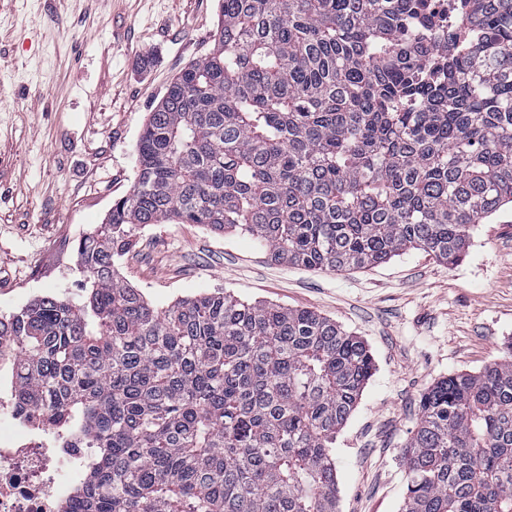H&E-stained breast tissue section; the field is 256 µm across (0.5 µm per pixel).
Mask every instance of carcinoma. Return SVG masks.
I'll list each match as a JSON object with an SVG mask.
<instances>
[{"label": "carcinoma", "instance_id": "cac0c4a2", "mask_svg": "<svg viewBox=\"0 0 512 512\" xmlns=\"http://www.w3.org/2000/svg\"><path fill=\"white\" fill-rule=\"evenodd\" d=\"M212 48L149 113L131 190L79 239L85 295L0 321L19 415L94 453L63 512H337L336 436L374 374L310 309L119 275L149 224L240 229L272 258L454 263L512 204V0H220ZM401 512H512V342L427 388Z\"/></svg>", "mask_w": 512, "mask_h": 512}]
</instances>
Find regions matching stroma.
Masks as SVG:
<instances>
[{
    "mask_svg": "<svg viewBox=\"0 0 512 512\" xmlns=\"http://www.w3.org/2000/svg\"><path fill=\"white\" fill-rule=\"evenodd\" d=\"M218 14V0H0V316L82 297L75 244L129 192L148 115L210 50ZM120 271L160 305L225 291L313 310L367 343L376 372L333 451L338 512H400L421 393L500 361L512 338L510 205L473 227L454 265L412 249L309 270L244 234L151 224Z\"/></svg>",
    "mask_w": 512,
    "mask_h": 512,
    "instance_id": "obj_1",
    "label": "stroma"
}]
</instances>
